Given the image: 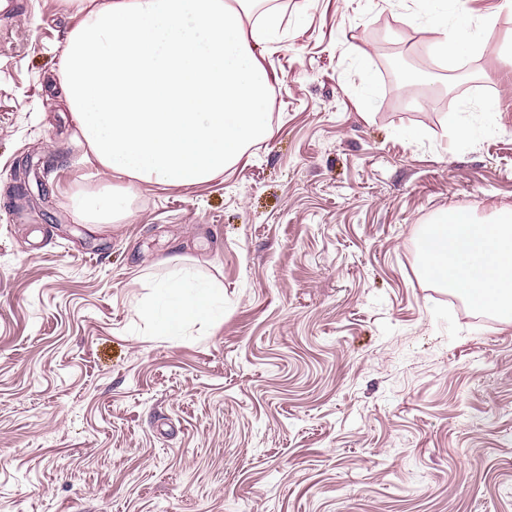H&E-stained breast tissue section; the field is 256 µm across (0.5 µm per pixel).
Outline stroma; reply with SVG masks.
Listing matches in <instances>:
<instances>
[{"label":"stroma","instance_id":"obj_1","mask_svg":"<svg viewBox=\"0 0 512 512\" xmlns=\"http://www.w3.org/2000/svg\"><path fill=\"white\" fill-rule=\"evenodd\" d=\"M435 59L385 0H283L270 131L209 183L105 185L52 95L74 24L0 34V512H512V324L427 276L441 212L512 210V9ZM432 69L412 101L386 57ZM215 325L156 336L164 259Z\"/></svg>","mask_w":512,"mask_h":512}]
</instances>
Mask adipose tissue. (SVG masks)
Segmentation results:
<instances>
[{
  "label": "adipose tissue",
  "mask_w": 512,
  "mask_h": 512,
  "mask_svg": "<svg viewBox=\"0 0 512 512\" xmlns=\"http://www.w3.org/2000/svg\"><path fill=\"white\" fill-rule=\"evenodd\" d=\"M75 25L58 83L78 129L110 183L75 195L91 222L109 224L140 186L192 187L233 166L268 130L273 79L256 45L273 40L281 15L272 0H66ZM435 51H483L484 16L460 0H434ZM426 273L477 307L512 322V215L485 224L467 210L434 220L423 249ZM150 314L159 336L214 322L217 289L178 256L166 261Z\"/></svg>",
  "instance_id": "obj_1"
}]
</instances>
